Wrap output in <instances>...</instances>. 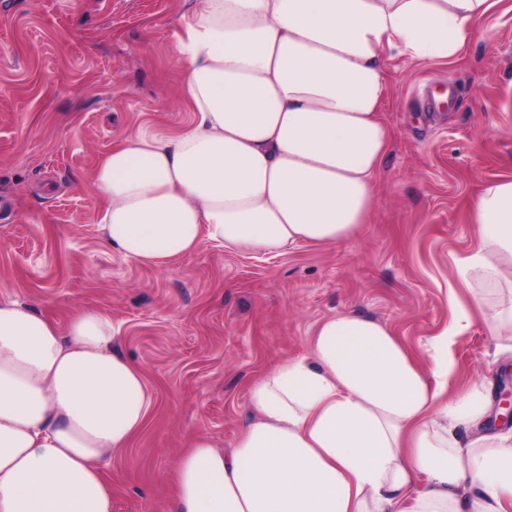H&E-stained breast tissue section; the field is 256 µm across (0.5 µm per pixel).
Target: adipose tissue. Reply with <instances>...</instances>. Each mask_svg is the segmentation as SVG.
Here are the masks:
<instances>
[{
  "mask_svg": "<svg viewBox=\"0 0 512 512\" xmlns=\"http://www.w3.org/2000/svg\"><path fill=\"white\" fill-rule=\"evenodd\" d=\"M491 5L194 0L175 42L193 118L99 159L102 242L162 266L208 242L282 253L355 236L392 140L385 52L454 58ZM467 221L479 246L456 275L493 302L455 304L420 356L375 319L323 318L307 354L253 381L229 449L200 435L180 454L172 512H512V427H489L490 383L448 393L473 314L512 337V176L484 184ZM116 333L93 307L62 331L0 298V512H112V455L152 406Z\"/></svg>",
  "mask_w": 512,
  "mask_h": 512,
  "instance_id": "obj_1",
  "label": "adipose tissue"
}]
</instances>
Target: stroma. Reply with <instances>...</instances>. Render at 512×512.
<instances>
[{
	"label": "stroma",
	"mask_w": 512,
	"mask_h": 512,
	"mask_svg": "<svg viewBox=\"0 0 512 512\" xmlns=\"http://www.w3.org/2000/svg\"><path fill=\"white\" fill-rule=\"evenodd\" d=\"M191 0H0V296L59 328L93 306L144 374V428L112 457V512H161L179 452L226 447L249 420L252 381L306 354L318 321L351 310L415 352L449 326L455 277L478 238L467 209L512 176V0L480 19L461 55L387 61L393 138L375 210L353 238L281 254L210 243L161 267L107 249L92 174L119 138L190 118L176 35ZM451 93L445 106L431 96ZM481 316L456 336L448 382L501 391L512 355Z\"/></svg>",
	"instance_id": "stroma-1"
}]
</instances>
